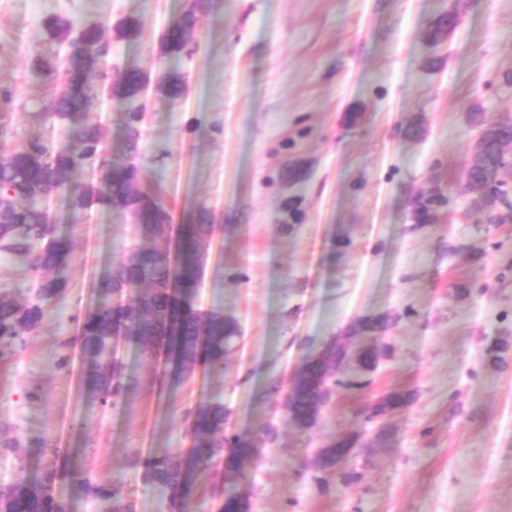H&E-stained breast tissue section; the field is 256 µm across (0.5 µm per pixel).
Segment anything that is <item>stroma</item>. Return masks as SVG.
I'll use <instances>...</instances> for the list:
<instances>
[{"mask_svg":"<svg viewBox=\"0 0 512 512\" xmlns=\"http://www.w3.org/2000/svg\"><path fill=\"white\" fill-rule=\"evenodd\" d=\"M192 0H0V141H72L48 113L66 42L47 23H99L102 70L148 78L138 162L176 225L206 209L216 233L196 303L234 318L226 367L178 379L120 343L135 385L103 407L85 385L77 318L138 239L128 215L73 217L44 200L73 251L41 327L0 359V485L40 477L52 455L119 487L132 512H168L134 457L168 450L190 474L186 512H220L246 494L253 512H512V220L464 189L484 122L512 117V0H215L197 14L187 52L160 38ZM457 24L443 38L438 18ZM126 18L137 38H117ZM177 75L183 90H158ZM127 102L101 90L90 122L124 157ZM447 199L432 223L415 213ZM386 318L383 331H363ZM374 347V369L345 367L316 425L296 427L286 378L333 340ZM407 402L372 416L383 396ZM224 404L230 431L258 452L236 477L192 464V415ZM355 437L336 467L316 459Z\"/></svg>","mask_w":512,"mask_h":512,"instance_id":"stroma-1","label":"stroma"}]
</instances>
